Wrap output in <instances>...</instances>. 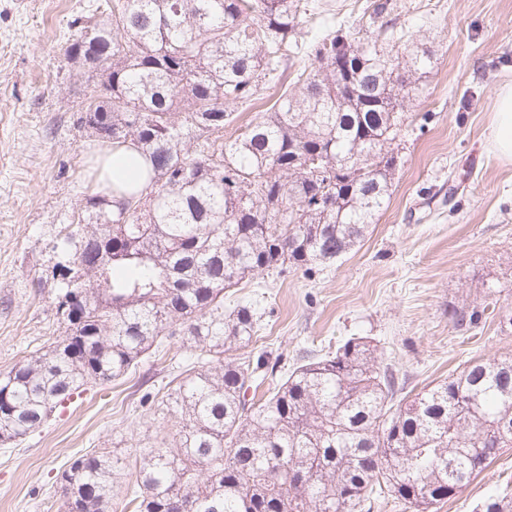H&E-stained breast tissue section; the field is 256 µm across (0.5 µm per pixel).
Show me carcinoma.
I'll return each instance as SVG.
<instances>
[{
  "mask_svg": "<svg viewBox=\"0 0 512 512\" xmlns=\"http://www.w3.org/2000/svg\"><path fill=\"white\" fill-rule=\"evenodd\" d=\"M99 19L65 55L105 54L87 75L84 129L149 165L140 196L93 192L66 237L79 275L61 281L63 327L47 349L0 372V436L21 442L64 400L138 367L163 341L201 346L160 404L182 426L141 450L135 512H430L512 447V356L476 359L403 402L377 350L350 338L306 350L258 398L278 363L248 305L224 290L254 274L310 272L352 250L390 199L393 142L429 57L335 25L307 29L308 0H97ZM310 58L293 79L285 64ZM229 136L238 112L262 100ZM489 306L448 305L462 333ZM119 459L77 457L61 512H105ZM476 512H512L490 496Z\"/></svg>",
  "mask_w": 512,
  "mask_h": 512,
  "instance_id": "carcinoma-1",
  "label": "carcinoma"
}]
</instances>
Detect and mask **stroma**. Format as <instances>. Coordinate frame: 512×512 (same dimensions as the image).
Segmentation results:
<instances>
[{
    "label": "stroma",
    "mask_w": 512,
    "mask_h": 512,
    "mask_svg": "<svg viewBox=\"0 0 512 512\" xmlns=\"http://www.w3.org/2000/svg\"><path fill=\"white\" fill-rule=\"evenodd\" d=\"M310 0L317 26L373 25L380 42L412 36L431 58L405 110L390 200L363 241L331 267L243 279L225 309L263 314L264 349L293 363L301 348L362 337L383 351L407 396L463 362L512 355V331L483 321L463 337L448 306L512 310V164L488 146L499 89L512 84V0ZM96 0H0V371L60 335L56 267L71 264L65 239L78 222L94 139L79 123L85 80L64 56L74 20ZM464 175L456 199L449 175ZM180 338L148 353L136 371L91 387L26 439L0 444V512H55L59 477L73 459L104 449L121 458L109 512H130L126 487L141 448L172 437L178 415L141 408L191 362ZM512 496L507 448L431 512H474Z\"/></svg>",
    "instance_id": "35a3bbf8"
}]
</instances>
